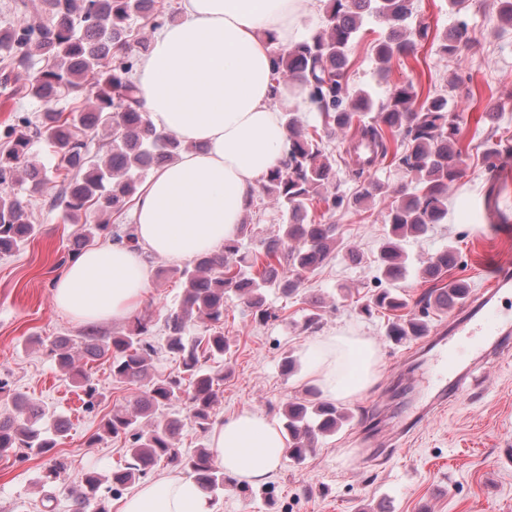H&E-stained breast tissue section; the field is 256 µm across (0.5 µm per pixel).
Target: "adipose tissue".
<instances>
[{
    "mask_svg": "<svg viewBox=\"0 0 512 512\" xmlns=\"http://www.w3.org/2000/svg\"><path fill=\"white\" fill-rule=\"evenodd\" d=\"M180 15L154 36L136 82L142 110L187 149L155 169L131 214L138 248L103 242L56 279L58 310L81 324L131 317L147 292L151 252L189 262L233 238L259 185L283 166L288 130L280 106L301 94L275 86V54L287 50L310 0H179ZM322 397L361 395L377 375L372 343L326 336L307 350ZM210 450L225 475L265 481L287 454L279 424L245 410L216 423ZM118 512H218L193 479L166 472L141 482Z\"/></svg>",
    "mask_w": 512,
    "mask_h": 512,
    "instance_id": "adipose-tissue-1",
    "label": "adipose tissue"
}]
</instances>
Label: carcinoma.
Masks as SVG:
<instances>
[{"instance_id": "cac0c4a2", "label": "carcinoma", "mask_w": 512, "mask_h": 512, "mask_svg": "<svg viewBox=\"0 0 512 512\" xmlns=\"http://www.w3.org/2000/svg\"><path fill=\"white\" fill-rule=\"evenodd\" d=\"M46 4L48 23L0 32V83L17 80L19 70L31 68L36 57L53 61L51 67L14 86L15 93L37 98L46 108L38 123L10 125L5 135L0 151V253L20 248L39 232L27 206L12 192L19 181L29 182L32 193L43 192L52 182L41 167L28 161L35 141L45 142L60 156V184L53 204L70 221L90 208L122 216L147 172L183 150L175 135L156 129L140 110L139 89L130 76L133 64L125 61V51L130 49L129 20L141 17L158 26L162 10L156 7L157 0H46ZM366 13L381 17L388 25L387 33L374 45L382 65L409 56L416 40L428 37L424 27L409 31V0H326L324 26L277 55L275 82L288 77L301 83L319 112L321 127L309 132L295 110L283 111L289 132L287 159L260 190L288 212V223L264 241L262 250L244 249L242 240L252 233L244 222L237 238L224 243L221 252L175 269L184 291L164 325L165 348L180 361L177 371L164 379L149 378L155 352L150 336L156 321L148 312L134 316L127 330L108 342L89 334L79 343L65 338L52 344L55 360L75 377L90 409L99 393L91 376L77 364L79 354L85 359L110 355L112 377L143 388L131 408L116 409L101 421L96 436L98 440L106 435L128 437L125 466L106 479L96 471L84 473L77 488L69 490L73 512H85L92 503L96 512H108L101 494L103 484L117 491L147 476L163 460L187 471L208 493H224L227 478L211 452L205 447L179 448L175 437L180 421L158 416L173 402L183 401L191 422L204 431L209 429L224 375L208 361L223 358L227 349L223 332L226 299L231 295L243 299L261 321L276 316L266 305V293H296L302 278L336 251V225L324 223L325 215L342 206L390 199L385 216L389 230L377 259V269L389 287L361 307L368 316L380 309L393 312L386 324L389 339L400 342L426 335L430 311H445L466 294L467 287L460 282L429 288L417 300L420 314L400 313L408 306L399 289L409 275L403 242L424 235L430 225L448 217V190L462 174L460 123L446 96L429 93L422 98L410 83L394 87L379 105L364 90L343 94L340 78L347 52ZM472 41L467 24L461 21L438 37L437 51L456 58ZM87 85L96 88L94 100L76 101L68 109L51 107L62 89L79 93ZM99 128L112 129L107 156L101 162L90 157L85 139ZM352 129L356 130L353 150L358 161L354 176L361 177L364 168L383 163L391 154L414 186L369 181L350 198L328 192L336 178L337 160L323 145V137ZM312 204L323 209L317 217L308 214ZM101 238L139 247L132 224L112 228L85 224L71 255ZM455 260L451 248H442L423 263L420 273L434 280ZM0 396L12 401L15 409L14 415L0 418V454L12 448L51 452L62 427L56 424L50 432L38 426L43 409L27 397L11 394L2 380ZM285 416L288 457L294 462L304 460L319 439L335 434L348 419L346 408L312 400L288 403Z\"/></svg>"}]
</instances>
